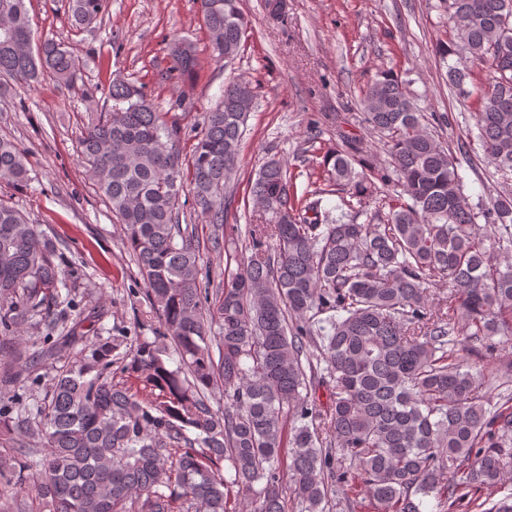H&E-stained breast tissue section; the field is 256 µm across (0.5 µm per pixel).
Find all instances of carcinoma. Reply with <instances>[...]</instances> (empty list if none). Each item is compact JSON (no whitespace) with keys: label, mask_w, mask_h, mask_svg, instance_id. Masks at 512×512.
I'll use <instances>...</instances> for the list:
<instances>
[{"label":"carcinoma","mask_w":512,"mask_h":512,"mask_svg":"<svg viewBox=\"0 0 512 512\" xmlns=\"http://www.w3.org/2000/svg\"><path fill=\"white\" fill-rule=\"evenodd\" d=\"M197 2L216 58L237 57L250 29L242 0ZM442 3L448 87L462 94L469 65L485 71L466 139L442 142L405 81L380 73L360 104L387 161L338 128L323 186L301 187L285 164L265 162L252 187L264 222L244 234L251 255L225 266L214 288L180 199L192 194L212 224L211 250L234 259L227 245L239 230H220L255 88L225 81L184 159L166 114L134 82L112 81V108L87 125L78 154L162 332L122 352L72 326L37 352L69 361L37 420L0 410L1 431L27 424L46 449L35 473L19 457L0 461L9 474L0 512L23 494L49 512H239L233 489L250 512H286L289 498L294 512H328L335 494L347 512H426L430 499L436 512H512V492L495 498L512 473V391L494 405L488 393L497 347L512 343V192L474 203L461 174L462 158L479 150L491 181H512V0ZM108 5L70 0L74 27H96ZM168 48L161 78H195L193 47L173 39ZM78 61L70 45L34 41L25 0H0V81L49 77L72 88ZM0 179L28 182L26 156L6 138ZM325 195L339 203L323 206ZM53 257L38 225L0 201L4 337L50 318L68 287ZM440 284L448 293L436 301ZM10 358L6 390L34 361L20 348ZM214 391L224 407L210 404Z\"/></svg>","instance_id":"carcinoma-1"}]
</instances>
